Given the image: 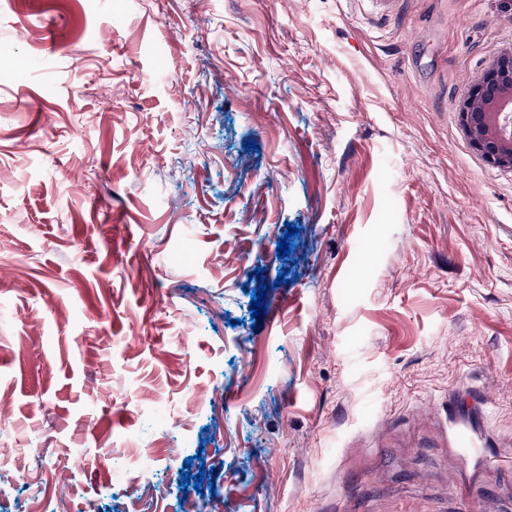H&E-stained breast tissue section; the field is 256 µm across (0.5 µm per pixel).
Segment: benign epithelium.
<instances>
[{
  "instance_id": "benign-epithelium-1",
  "label": "benign epithelium",
  "mask_w": 512,
  "mask_h": 512,
  "mask_svg": "<svg viewBox=\"0 0 512 512\" xmlns=\"http://www.w3.org/2000/svg\"><path fill=\"white\" fill-rule=\"evenodd\" d=\"M460 118L472 148L490 165L512 171V52L465 91Z\"/></svg>"
}]
</instances>
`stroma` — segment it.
Segmentation results:
<instances>
[{
  "mask_svg": "<svg viewBox=\"0 0 512 512\" xmlns=\"http://www.w3.org/2000/svg\"><path fill=\"white\" fill-rule=\"evenodd\" d=\"M0 44V512L57 459L76 512H512V172L459 116L512 0H0Z\"/></svg>",
  "mask_w": 512,
  "mask_h": 512,
  "instance_id": "obj_1",
  "label": "stroma"
}]
</instances>
